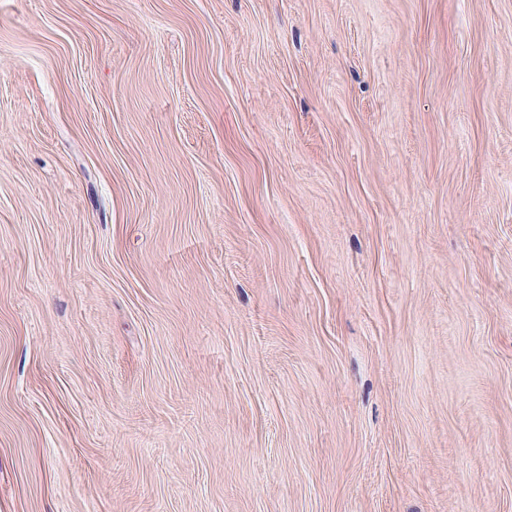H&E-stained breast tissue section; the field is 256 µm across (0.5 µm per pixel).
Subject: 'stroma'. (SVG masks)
I'll list each match as a JSON object with an SVG mask.
<instances>
[{"instance_id":"1","label":"stroma","mask_w":512,"mask_h":512,"mask_svg":"<svg viewBox=\"0 0 512 512\" xmlns=\"http://www.w3.org/2000/svg\"><path fill=\"white\" fill-rule=\"evenodd\" d=\"M0 512H512V0H0Z\"/></svg>"}]
</instances>
